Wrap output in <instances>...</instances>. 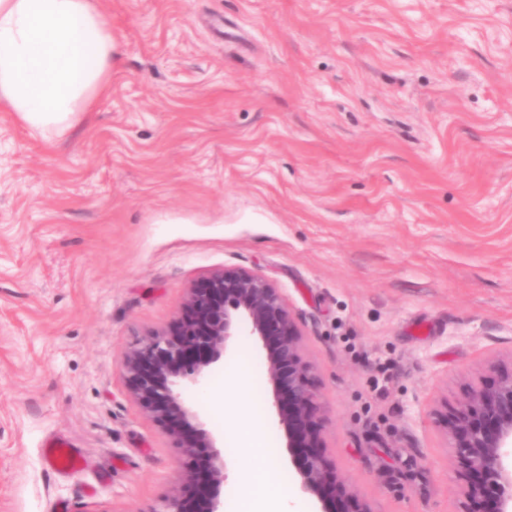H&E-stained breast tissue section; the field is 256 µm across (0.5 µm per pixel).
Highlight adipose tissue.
Returning <instances> with one entry per match:
<instances>
[{"instance_id": "obj_1", "label": "adipose tissue", "mask_w": 512, "mask_h": 512, "mask_svg": "<svg viewBox=\"0 0 512 512\" xmlns=\"http://www.w3.org/2000/svg\"><path fill=\"white\" fill-rule=\"evenodd\" d=\"M120 56L100 0H0V111L43 137L63 136L92 112ZM265 429L256 406L226 436L249 464L246 512H292L286 498L266 491L270 470L250 465Z\"/></svg>"}]
</instances>
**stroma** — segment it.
Masks as SVG:
<instances>
[{"mask_svg": "<svg viewBox=\"0 0 512 512\" xmlns=\"http://www.w3.org/2000/svg\"><path fill=\"white\" fill-rule=\"evenodd\" d=\"M122 61L64 137L0 112V512H147L182 455L125 349L214 269L270 280L374 512H454L435 424L512 363V0H102ZM224 364L185 401L223 431ZM273 484L298 493L266 386ZM52 436L85 465L53 473Z\"/></svg>", "mask_w": 512, "mask_h": 512, "instance_id": "1", "label": "stroma"}]
</instances>
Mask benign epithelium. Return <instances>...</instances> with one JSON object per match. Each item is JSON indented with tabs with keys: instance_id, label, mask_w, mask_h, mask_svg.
<instances>
[{
	"instance_id": "1",
	"label": "benign epithelium",
	"mask_w": 512,
	"mask_h": 512,
	"mask_svg": "<svg viewBox=\"0 0 512 512\" xmlns=\"http://www.w3.org/2000/svg\"><path fill=\"white\" fill-rule=\"evenodd\" d=\"M243 323L266 351V383L300 490L315 499L317 512H373L324 450L327 419L286 298L263 276L230 268L212 270L187 288L175 333L150 332L122 355L131 395L183 457L176 493L147 512H197L193 494L200 482L211 492L209 512H222L224 447L186 405L182 389L203 385L212 366L228 359ZM434 415L453 450L462 490L458 512H512V367L499 369L493 384L472 388L455 404L440 400Z\"/></svg>"
}]
</instances>
